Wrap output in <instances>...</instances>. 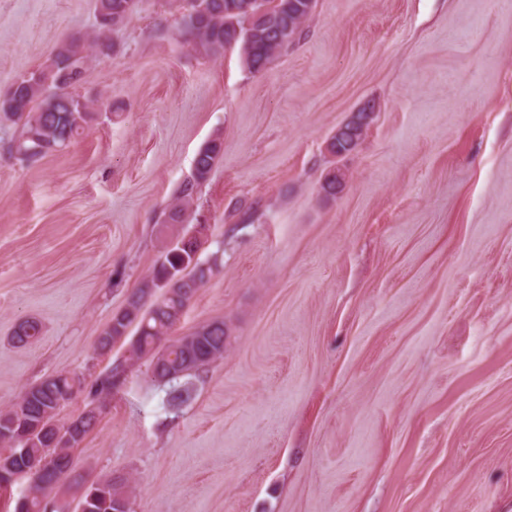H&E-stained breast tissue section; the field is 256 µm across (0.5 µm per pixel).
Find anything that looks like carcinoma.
Listing matches in <instances>:
<instances>
[{"instance_id":"1","label":"carcinoma","mask_w":512,"mask_h":512,"mask_svg":"<svg viewBox=\"0 0 512 512\" xmlns=\"http://www.w3.org/2000/svg\"><path fill=\"white\" fill-rule=\"evenodd\" d=\"M136 0H95V10L101 16L97 30L91 34H72L62 39L45 63L36 71L17 80L19 88L0 95V122L19 125L10 141V157H20L22 163L36 162L47 155L69 146L98 119L93 103L74 93L67 101L50 105L49 92L61 84L69 83L75 69L83 64L92 49L113 47L109 33L123 26L130 18ZM183 9L180 36L195 50L212 58H219L228 49L238 50L243 67L251 73H261L302 32L307 19L314 11L316 0H178ZM376 118L375 107L353 113L338 126L339 132L327 140L329 155L342 161L352 155L364 139ZM222 142L214 138L204 144L194 159L193 178L183 182L174 200L165 207L164 223L171 226L185 223L194 193L207 179L220 158ZM347 172L340 166L329 168L319 186V197L328 202L336 199L347 184ZM186 235H176L163 246L160 259L151 276L133 292L127 301L141 298L147 293L165 291L175 279L184 280L183 288L174 296L159 295L135 323L137 340L128 342L124 360L117 364L126 373L140 359L149 356L157 359L163 345L161 337L169 335L179 322L184 310L198 292L188 280L199 276L207 283L214 274L215 264L200 256V243L192 242L189 248L181 246ZM122 322L107 324L99 344L101 348L127 338L121 331ZM41 335V325L27 320L14 331L12 339L24 346ZM193 335L198 337L195 351L206 357L204 364L224 358V345L229 328L222 320L199 327ZM107 400L117 388L109 378H96L86 385L77 376L57 374L28 387L20 399L0 410V443H15L20 432H29L26 455L15 461L22 470L30 467L31 460L51 448V440L36 432L45 419L60 422L62 409L84 389ZM132 489L128 478L108 479L91 484L85 491L82 503L85 512H121V503L130 502Z\"/></svg>"}]
</instances>
